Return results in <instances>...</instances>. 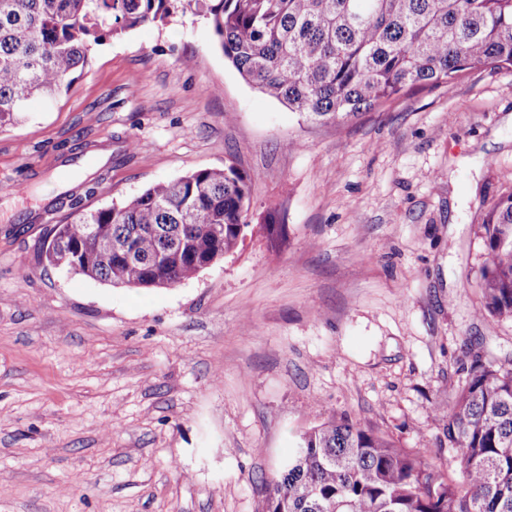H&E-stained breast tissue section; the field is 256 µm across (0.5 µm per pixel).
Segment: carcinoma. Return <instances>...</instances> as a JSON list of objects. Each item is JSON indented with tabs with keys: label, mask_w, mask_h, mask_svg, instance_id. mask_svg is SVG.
Listing matches in <instances>:
<instances>
[{
	"label": "carcinoma",
	"mask_w": 512,
	"mask_h": 512,
	"mask_svg": "<svg viewBox=\"0 0 512 512\" xmlns=\"http://www.w3.org/2000/svg\"><path fill=\"white\" fill-rule=\"evenodd\" d=\"M191 13L244 80L311 122L341 124L408 90L512 66V0H0V127L59 94L94 46ZM253 178L227 165L158 182L54 227L46 260L116 288H165L234 253ZM481 239L482 311L512 318V193ZM446 419L461 474L370 429L305 430L266 482L262 512H512V360L476 353Z\"/></svg>",
	"instance_id": "1"
}]
</instances>
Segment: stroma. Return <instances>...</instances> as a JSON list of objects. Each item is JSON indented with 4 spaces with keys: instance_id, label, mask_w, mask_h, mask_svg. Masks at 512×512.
<instances>
[{
    "instance_id": "obj_1",
    "label": "stroma",
    "mask_w": 512,
    "mask_h": 512,
    "mask_svg": "<svg viewBox=\"0 0 512 512\" xmlns=\"http://www.w3.org/2000/svg\"><path fill=\"white\" fill-rule=\"evenodd\" d=\"M253 178L243 244L169 288L47 263L55 225L161 180ZM512 193V69L346 124L247 84L191 14L108 39L0 128V512H261L327 419L458 471L436 406L480 314L481 224Z\"/></svg>"
}]
</instances>
